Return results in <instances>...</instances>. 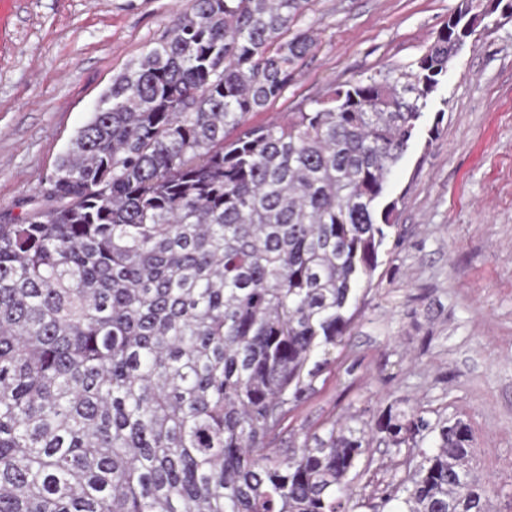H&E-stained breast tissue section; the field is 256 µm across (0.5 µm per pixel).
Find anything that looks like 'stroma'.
Instances as JSON below:
<instances>
[{"instance_id": "stroma-1", "label": "stroma", "mask_w": 512, "mask_h": 512, "mask_svg": "<svg viewBox=\"0 0 512 512\" xmlns=\"http://www.w3.org/2000/svg\"><path fill=\"white\" fill-rule=\"evenodd\" d=\"M459 0H310L315 38L255 124L287 118L332 85L415 61ZM187 0H0V220L26 199L91 118L114 76L159 40ZM439 126L436 139L428 131ZM396 222L360 315L316 392L276 441L403 399L430 421L459 418L494 512H512V18L467 40L389 182ZM357 494L404 479L372 447Z\"/></svg>"}]
</instances>
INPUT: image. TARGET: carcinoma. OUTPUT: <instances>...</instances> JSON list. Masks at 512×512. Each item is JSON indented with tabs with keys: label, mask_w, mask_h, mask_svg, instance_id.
<instances>
[{
	"label": "carcinoma",
	"mask_w": 512,
	"mask_h": 512,
	"mask_svg": "<svg viewBox=\"0 0 512 512\" xmlns=\"http://www.w3.org/2000/svg\"><path fill=\"white\" fill-rule=\"evenodd\" d=\"M501 2L250 125L314 45L309 0H189L0 223V512H492L461 419L390 406L271 438L359 310L448 43ZM375 439L420 457L377 503L349 478Z\"/></svg>",
	"instance_id": "1"
}]
</instances>
